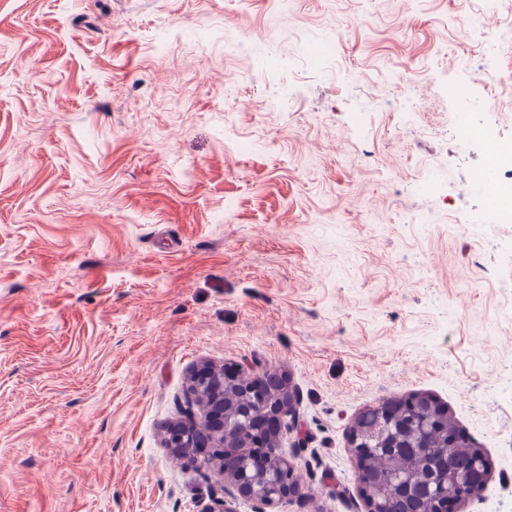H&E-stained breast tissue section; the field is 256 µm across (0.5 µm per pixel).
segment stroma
Instances as JSON below:
<instances>
[{
    "label": "stroma",
    "mask_w": 512,
    "mask_h": 512,
    "mask_svg": "<svg viewBox=\"0 0 512 512\" xmlns=\"http://www.w3.org/2000/svg\"><path fill=\"white\" fill-rule=\"evenodd\" d=\"M487 47L512 0H0V512H205L163 445L202 363L298 392L278 512H364L351 427L421 392L490 464L453 512H512V224L452 130L512 139Z\"/></svg>",
    "instance_id": "obj_1"
}]
</instances>
